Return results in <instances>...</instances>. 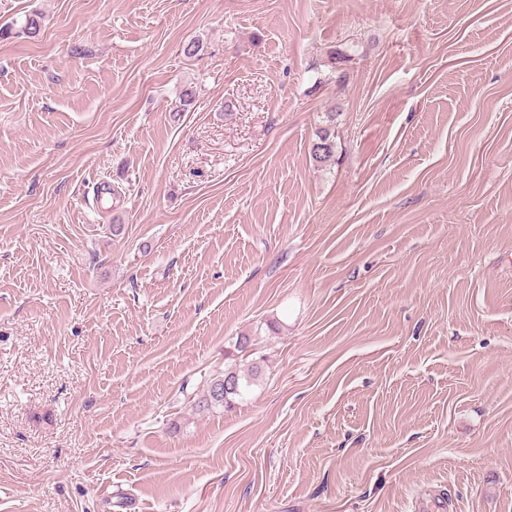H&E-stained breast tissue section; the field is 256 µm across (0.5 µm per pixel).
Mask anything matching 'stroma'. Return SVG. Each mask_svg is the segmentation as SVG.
<instances>
[{"label": "stroma", "instance_id": "obj_1", "mask_svg": "<svg viewBox=\"0 0 512 512\" xmlns=\"http://www.w3.org/2000/svg\"><path fill=\"white\" fill-rule=\"evenodd\" d=\"M440 498L512 512V0H0V512ZM316 137L311 145V155L315 162L326 164L334 161L336 152L334 131L330 127H325L317 132ZM257 369L247 376L240 374L236 368L228 367L224 372L211 379L206 392L198 399L196 404L200 409H210L215 407H223L231 405V402L236 398L242 399L248 392L255 377H257ZM233 381L230 388H226V383Z\"/></svg>", "mask_w": 512, "mask_h": 512}]
</instances>
